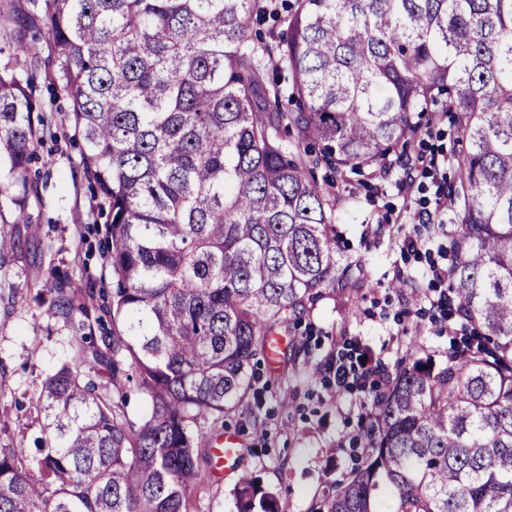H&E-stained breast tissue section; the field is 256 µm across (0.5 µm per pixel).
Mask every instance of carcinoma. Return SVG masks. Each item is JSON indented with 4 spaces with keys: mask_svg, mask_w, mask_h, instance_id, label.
<instances>
[{
    "mask_svg": "<svg viewBox=\"0 0 512 512\" xmlns=\"http://www.w3.org/2000/svg\"><path fill=\"white\" fill-rule=\"evenodd\" d=\"M288 12V32L253 24ZM0 158L28 189L44 140L82 141L117 287L56 277L49 311L112 309L96 362L139 423L64 365L43 436L0 448V512H189L217 458L198 420L248 410L254 359L321 290L351 282L308 166L387 175L424 113L467 145L448 184V314L370 395L367 448L311 512H512V0H3ZM236 512H281L243 474ZM98 374L91 373L93 380L98 386L110 395L111 402L115 406V410L119 414H124L133 422H139L148 412V401L146 396L136 387L131 386L127 390V398L125 402H121L118 397L112 399V386L110 376L104 366H96Z\"/></svg>",
    "mask_w": 512,
    "mask_h": 512,
    "instance_id": "cac0c4a2",
    "label": "carcinoma"
}]
</instances>
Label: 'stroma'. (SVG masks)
I'll use <instances>...</instances> for the list:
<instances>
[{
	"instance_id": "obj_1",
	"label": "stroma",
	"mask_w": 512,
	"mask_h": 512,
	"mask_svg": "<svg viewBox=\"0 0 512 512\" xmlns=\"http://www.w3.org/2000/svg\"><path fill=\"white\" fill-rule=\"evenodd\" d=\"M408 151L448 156L439 172L452 177L454 158L464 146L448 123L427 121ZM39 152L40 177L32 192L0 169V235L24 245L22 257L0 256V448L41 437L44 420L36 404L44 380L75 356L91 354L90 322L112 320L96 299L88 303L89 316L71 319L37 301L56 273L82 287L115 285L103 253L108 226L88 190L77 150L63 141ZM403 178L400 167L384 177H334L329 191L339 216L336 241L354 285L323 289L301 313L296 330L280 335L282 357L259 359L247 412L227 414L219 423L205 419L207 439L236 435L240 456L220 478L195 487L191 512H235L233 490L245 470L278 495L282 512H310L312 502L345 484L369 398L356 382L337 386V357L356 366L366 353L391 373L397 359L417 344L437 366L447 364L461 322L434 307L442 287L430 268L449 265L448 234L454 226L419 223V211L436 203L437 182L426 176L408 191ZM19 198L27 202L29 223L13 221ZM408 237L421 240V249H404ZM399 280L406 286L398 291L393 284ZM316 363L322 372L314 376L309 367Z\"/></svg>"
}]
</instances>
